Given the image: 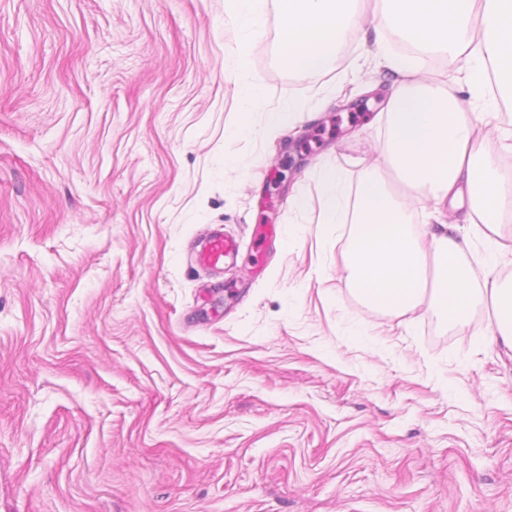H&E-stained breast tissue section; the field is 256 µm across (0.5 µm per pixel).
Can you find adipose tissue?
I'll return each instance as SVG.
<instances>
[{
  "label": "adipose tissue",
  "mask_w": 512,
  "mask_h": 512,
  "mask_svg": "<svg viewBox=\"0 0 512 512\" xmlns=\"http://www.w3.org/2000/svg\"><path fill=\"white\" fill-rule=\"evenodd\" d=\"M379 27L456 64L444 78L422 75L413 56L375 51L392 77L379 118L387 127L380 166L355 190L321 165L319 222L348 227L347 282L371 309L405 314L430 300L456 326L476 305L493 310L494 337L512 348V281L476 279L466 260L481 240L497 260L512 256L499 232L512 216V172L498 163L512 153V128L496 127L494 104L477 90L497 82L512 99V0H380ZM362 0H279L280 41L290 70L328 71L342 46L361 38ZM401 176L396 191L389 173ZM426 194L424 224L412 201Z\"/></svg>",
  "instance_id": "ef3b65f1"
}]
</instances>
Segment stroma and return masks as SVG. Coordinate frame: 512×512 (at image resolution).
<instances>
[{
    "label": "stroma",
    "instance_id": "stroma-1",
    "mask_svg": "<svg viewBox=\"0 0 512 512\" xmlns=\"http://www.w3.org/2000/svg\"><path fill=\"white\" fill-rule=\"evenodd\" d=\"M237 26L224 0H0V512H512L491 308L371 311L319 228L312 163L353 188L381 162L383 103L321 102L386 89L371 45L304 76L277 0ZM295 96L314 119L262 137ZM210 224L240 243L218 279Z\"/></svg>",
    "mask_w": 512,
    "mask_h": 512
}]
</instances>
